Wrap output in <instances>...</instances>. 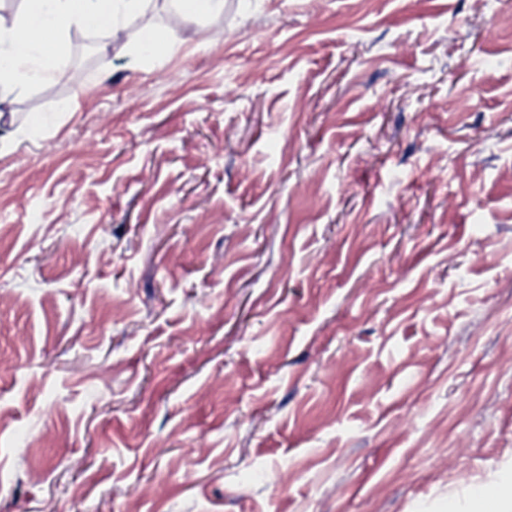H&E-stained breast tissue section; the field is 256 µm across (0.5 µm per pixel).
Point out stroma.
<instances>
[{
  "label": "stroma",
  "instance_id": "35a3bbf8",
  "mask_svg": "<svg viewBox=\"0 0 512 512\" xmlns=\"http://www.w3.org/2000/svg\"><path fill=\"white\" fill-rule=\"evenodd\" d=\"M120 25L0 97V512H448L512 472V0Z\"/></svg>",
  "mask_w": 512,
  "mask_h": 512
}]
</instances>
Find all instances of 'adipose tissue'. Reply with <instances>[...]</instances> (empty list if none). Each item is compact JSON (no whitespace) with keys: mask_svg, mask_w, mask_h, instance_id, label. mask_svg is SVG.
I'll list each match as a JSON object with an SVG mask.
<instances>
[{"mask_svg":"<svg viewBox=\"0 0 512 512\" xmlns=\"http://www.w3.org/2000/svg\"><path fill=\"white\" fill-rule=\"evenodd\" d=\"M148 0H26L21 22L0 27L8 44L0 52V89L10 93L54 78L66 53L65 36L75 26L111 39L118 12L132 16ZM448 512H512V478H490L472 491L464 505Z\"/></svg>","mask_w":512,"mask_h":512,"instance_id":"adipose-tissue-1","label":"adipose tissue"}]
</instances>
